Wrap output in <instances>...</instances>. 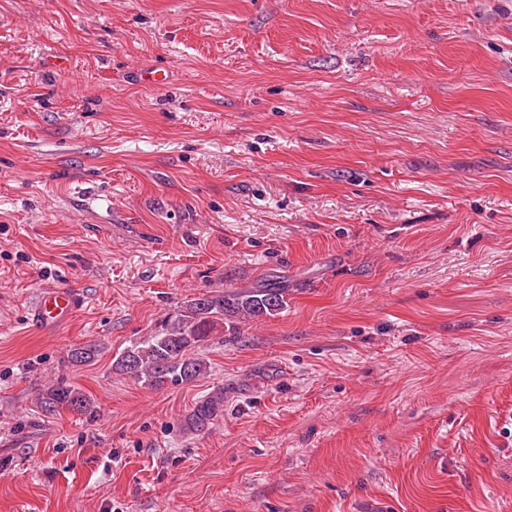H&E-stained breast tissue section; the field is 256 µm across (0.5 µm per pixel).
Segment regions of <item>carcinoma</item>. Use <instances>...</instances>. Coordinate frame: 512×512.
Wrapping results in <instances>:
<instances>
[{
  "instance_id": "cac0c4a2",
  "label": "carcinoma",
  "mask_w": 512,
  "mask_h": 512,
  "mask_svg": "<svg viewBox=\"0 0 512 512\" xmlns=\"http://www.w3.org/2000/svg\"><path fill=\"white\" fill-rule=\"evenodd\" d=\"M288 288L268 280L240 291L207 292L186 300L160 322L156 333L120 352L112 370L134 378L152 389L169 384H188L207 370L196 351L218 329L232 327L256 318L274 317L287 307ZM101 345L85 343L70 347L66 362L74 366L92 364ZM224 405V391L196 402L185 420V429L201 432L218 417ZM39 407L47 414L66 410L96 418L91 399L78 387L60 379L47 387L39 398Z\"/></svg>"
}]
</instances>
